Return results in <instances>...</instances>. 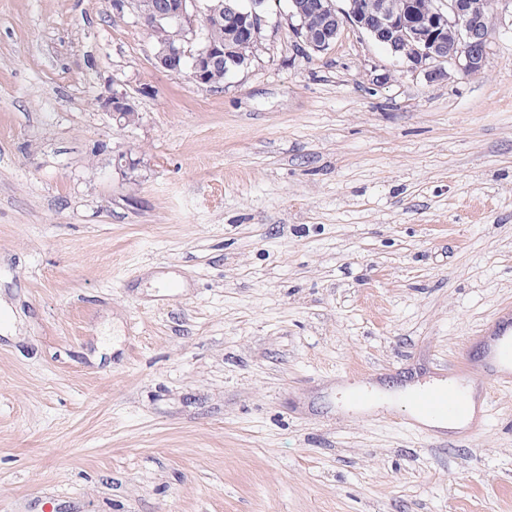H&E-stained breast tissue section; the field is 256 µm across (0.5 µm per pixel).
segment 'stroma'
<instances>
[{"label":"stroma","mask_w":512,"mask_h":512,"mask_svg":"<svg viewBox=\"0 0 512 512\" xmlns=\"http://www.w3.org/2000/svg\"><path fill=\"white\" fill-rule=\"evenodd\" d=\"M495 12L477 75L281 18L211 88L112 0H0V512H512V388L455 441L336 385L437 376L512 307ZM100 103L120 125L131 124L138 118V113L134 112L135 103L123 92L112 91V95L103 100L101 98Z\"/></svg>","instance_id":"obj_1"}]
</instances>
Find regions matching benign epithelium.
<instances>
[{
	"instance_id": "obj_1",
	"label": "benign epithelium",
	"mask_w": 512,
	"mask_h": 512,
	"mask_svg": "<svg viewBox=\"0 0 512 512\" xmlns=\"http://www.w3.org/2000/svg\"><path fill=\"white\" fill-rule=\"evenodd\" d=\"M269 0H237L228 7L223 20L242 39L248 38L251 29L269 25ZM434 10L430 17L416 14L415 3L408 0L401 11L382 4L375 14L368 16L363 0H346V7L339 10L333 0H310L306 4L288 0L287 20L293 31H298L293 18L303 10L313 9L327 15L328 28L321 40L312 45L316 53L328 50L347 25L365 32L373 41L385 43L390 33L404 29L401 43H390L392 55L402 61L410 71L424 70L431 79L446 76L442 67L452 63L460 70L476 75L485 66L488 33L483 27L482 0H432ZM118 12L129 11L135 22L165 25L181 32L180 41L164 42L155 51L154 58L162 69L177 76H185L198 84H207L208 72L213 63L224 58V49L204 42L203 28L211 22L210 16L197 0H168L164 13H154L147 7V0H113ZM113 119L121 125L131 124L138 118L135 103L123 92L101 100Z\"/></svg>"
}]
</instances>
